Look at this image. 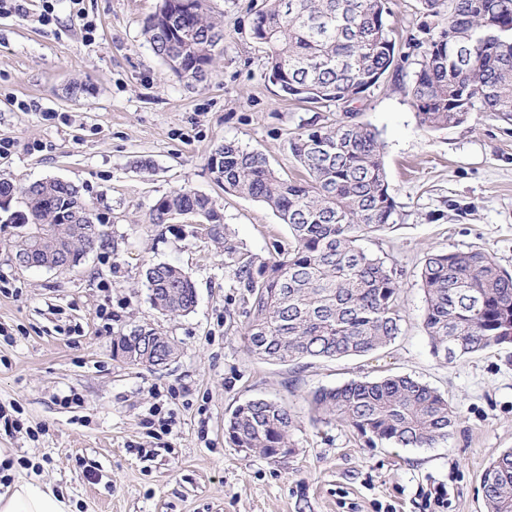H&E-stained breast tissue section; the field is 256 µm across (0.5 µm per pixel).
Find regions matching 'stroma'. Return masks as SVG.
Listing matches in <instances>:
<instances>
[{
  "instance_id": "stroma-1",
  "label": "stroma",
  "mask_w": 512,
  "mask_h": 512,
  "mask_svg": "<svg viewBox=\"0 0 512 512\" xmlns=\"http://www.w3.org/2000/svg\"><path fill=\"white\" fill-rule=\"evenodd\" d=\"M261 3L210 0L224 45L197 81L170 72L142 34L158 0H52L47 25L38 21L43 0L0 15V138L14 142L0 177L77 185L108 234L58 271L16 264L14 230H0V406L20 422H0L9 476L65 492L74 512H423L424 491L438 485L447 512H486L482 474L512 448V344L436 356L420 271L429 252L481 247L512 273V121L477 112L447 128L420 124L409 94L429 22L420 0H391L397 67L355 102L357 121L385 143L402 215L361 242L400 273L404 321L390 345L292 365L256 358L223 253L193 225L146 222L158 198L186 188L212 197L252 252L287 241L271 209L224 193L208 168L215 147L234 141L297 176L291 134L336 121L335 105L299 104L269 79L252 35ZM21 100L31 110L18 109ZM158 263L190 276L192 312L153 307L145 270ZM140 327L169 337L176 359L155 368L114 359L113 338ZM384 375L447 397L459 415L451 436L431 448H373L343 423L311 420L315 390ZM255 397L295 413L287 461L227 438L231 409Z\"/></svg>"
}]
</instances>
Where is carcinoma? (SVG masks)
Returning <instances> with one entry per match:
<instances>
[{"label":"carcinoma","instance_id":"obj_1","mask_svg":"<svg viewBox=\"0 0 512 512\" xmlns=\"http://www.w3.org/2000/svg\"><path fill=\"white\" fill-rule=\"evenodd\" d=\"M181 0L146 18L143 32L153 52L175 74L197 63L212 64L224 39L207 0L186 15ZM425 14L445 20L426 27L428 38L410 94L421 124L455 126L474 112L512 119V0H420ZM389 0H262L253 22L267 49V73L288 77L285 95L340 109L330 127H301L290 140L305 171L281 175L258 151L236 142L214 149L221 165L211 170L225 192L265 204L288 226V246L258 256L239 243L210 197L180 189L157 200L147 223L197 213L208 239L224 250L230 287L248 307L244 339L259 358L286 365L301 358L364 356L400 334L401 282L395 267L360 246L362 238L401 220L383 162L384 143L370 126L355 121L350 98L376 86L393 67L394 30ZM26 210L12 213L19 228L15 259L40 266L50 255H72L105 245L106 233L81 189L50 178L20 186L0 178V206L15 196ZM424 324L433 351L461 358L499 344L497 332L512 325V275L486 249L427 254L420 273ZM153 306L163 314L188 313L196 303L190 277L179 267L157 264L145 271ZM177 355L176 345L154 329L138 328L112 342V356L158 366ZM313 418L340 421L378 443L430 448L448 438L458 414L437 390L407 375L357 379L320 388L309 400ZM295 415L285 405L254 398L234 407L225 431L237 448L274 459L290 447ZM487 512H512V449L482 475Z\"/></svg>","mask_w":512,"mask_h":512}]
</instances>
